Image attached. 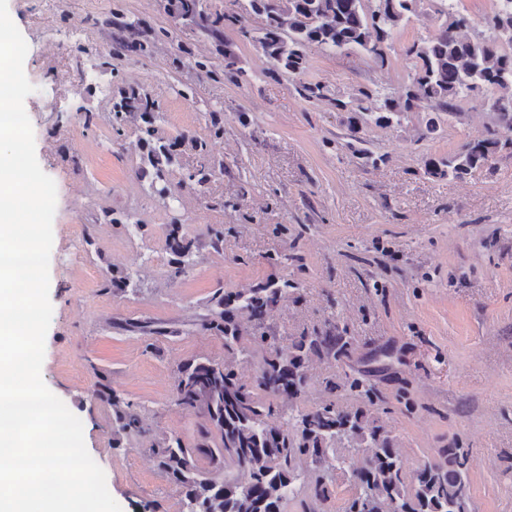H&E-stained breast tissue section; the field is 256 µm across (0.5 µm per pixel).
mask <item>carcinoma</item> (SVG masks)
Returning a JSON list of instances; mask_svg holds the SVG:
<instances>
[{"label":"carcinoma","mask_w":512,"mask_h":512,"mask_svg":"<svg viewBox=\"0 0 512 512\" xmlns=\"http://www.w3.org/2000/svg\"><path fill=\"white\" fill-rule=\"evenodd\" d=\"M435 10L440 23L434 33L405 49L414 62V75L404 94L368 88L334 91L322 83L303 82L300 95L307 100L335 102L336 109L353 114L351 137L357 134V118L370 116L375 124L401 125L410 112H432L426 131L434 134L441 117L460 115L458 102L487 92L491 95L493 126L489 137L469 142L446 158L431 159L424 174L435 178L463 179L501 151L512 152V0H496L484 19L490 38H469L470 19L456 8L454 0H440ZM424 0H247L246 13L265 17L264 27L253 35L242 18L224 17V25L236 26L256 43L271 62L274 76L300 75L307 66V50L317 46L330 54L357 50L385 62V48L394 32L413 16L423 15ZM177 14L194 19L201 15V0H170ZM224 76L241 72L234 53L225 44ZM112 129L119 134L129 123H139L143 147L140 177L149 180L152 193L167 188L174 148L185 146L198 154L203 164L186 173L182 182L201 187L214 172L206 165L210 144L224 138V125L211 115L208 134L182 133L172 142L157 137L154 122L158 103L147 92L124 90L112 106ZM174 273L194 266L202 249L224 251V232L210 229L207 240L171 228L166 238ZM293 284L269 280L247 292L214 291L202 330L224 339L230 357L216 361L199 356L183 363L174 383L176 403L183 410L205 417L209 428L195 447L181 438L162 434L151 450L158 467L184 490L186 512H282L283 505L307 493L305 512H321L330 495L326 474L319 472L311 483L301 482L310 464L333 462L341 469L348 453L361 456L354 471V490L343 512H467L466 455L450 448L444 460L429 463L407 475L389 436L367 419L365 410L347 411L327 400L288 415V428L275 426L271 416L280 412L278 397L296 399L308 384V367L315 357L329 361L349 356L351 344L342 336L305 333L288 349L263 356L256 363L255 385L240 382L236 354L254 358L250 343L261 342L259 333L267 309L288 298ZM105 288L122 292L136 288L134 275L117 271ZM349 394L372 402L375 388L365 377H349ZM117 436L145 431L136 404L110 397ZM220 435L216 448L208 444L211 432ZM205 453L211 469L202 471L195 456Z\"/></svg>","instance_id":"1"}]
</instances>
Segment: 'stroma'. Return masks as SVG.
<instances>
[{"label":"stroma","instance_id":"obj_1","mask_svg":"<svg viewBox=\"0 0 512 512\" xmlns=\"http://www.w3.org/2000/svg\"><path fill=\"white\" fill-rule=\"evenodd\" d=\"M426 10L398 29L385 64L359 51L312 47L302 76L275 78L254 42L231 27L207 31L175 14L169 0H8L28 45L24 71L34 91L24 106L37 161L57 191L41 375L81 420L86 448L122 512H182L181 488L151 453L161 434L195 445L206 423L176 404L177 368L226 354L222 339L196 325L215 289L246 291L270 278L297 287L265 317L257 354L283 351L312 331L352 343L347 361L310 363L298 407L325 400L326 378L368 372L378 388L373 405L345 396L339 403L365 408L407 472L460 447L467 512H512V153H498L462 180L424 173L427 160L487 137V96L462 100L459 117L441 121L433 135L425 132L428 113L415 112L399 126H361L354 140L349 113L297 91L305 81L401 95L413 73L405 47L434 31L435 7ZM117 12L141 34L168 29L169 41L148 55L119 50ZM75 26L82 36L72 41ZM221 42L239 58L237 80L174 64L187 51L223 68L215 51ZM187 83L193 94L185 98ZM122 87L154 95L166 138L206 135L210 113H221L224 139L213 152L223 172L198 189L179 185L178 175L200 164L182 151L169 196L152 194L137 173L136 124L122 136L112 132V96ZM362 148L382 163L366 162ZM236 198L239 209L217 206ZM119 212L132 213L141 231L113 223ZM174 224L193 236L223 227V252L204 251L173 276L166 236ZM273 253L287 263L269 266ZM132 267L137 292L102 291L106 275ZM138 320L168 333L126 330ZM100 380L140 405L147 433L114 437L113 408L94 392Z\"/></svg>","mask_w":512,"mask_h":512}]
</instances>
